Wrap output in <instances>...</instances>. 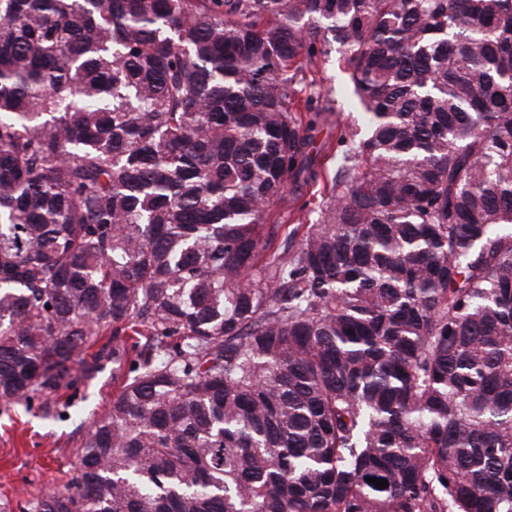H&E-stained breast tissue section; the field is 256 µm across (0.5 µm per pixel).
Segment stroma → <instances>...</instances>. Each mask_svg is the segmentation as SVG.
I'll return each instance as SVG.
<instances>
[{
	"label": "stroma",
	"mask_w": 512,
	"mask_h": 512,
	"mask_svg": "<svg viewBox=\"0 0 512 512\" xmlns=\"http://www.w3.org/2000/svg\"><path fill=\"white\" fill-rule=\"evenodd\" d=\"M297 92L300 98L331 108L320 134L323 140L335 141L340 129L353 124L357 116L346 60L338 52L318 57L315 66L307 68ZM327 200L326 184L321 181L288 196L286 203L275 207L272 218L289 227L314 224ZM112 396V373L107 370L72 398L65 416L47 417L21 407L0 412V500L14 504L63 487L77 462V449L90 419L108 410Z\"/></svg>",
	"instance_id": "1"
}]
</instances>
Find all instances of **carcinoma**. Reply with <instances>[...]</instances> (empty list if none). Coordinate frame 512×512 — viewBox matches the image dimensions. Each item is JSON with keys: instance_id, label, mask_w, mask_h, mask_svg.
Listing matches in <instances>:
<instances>
[{"instance_id": "obj_1", "label": "carcinoma", "mask_w": 512, "mask_h": 512, "mask_svg": "<svg viewBox=\"0 0 512 512\" xmlns=\"http://www.w3.org/2000/svg\"><path fill=\"white\" fill-rule=\"evenodd\" d=\"M105 360L19 512H512V0H0V411ZM305 70L304 82L297 85L298 97L303 100L312 97L316 106L331 108L333 115L319 134L318 141L336 143L339 130L352 125L360 112L351 96L346 60L342 54L332 51L327 56H319L316 65ZM334 175V166L330 164L326 176L315 185L305 187L297 196L287 194V202L275 207L271 218L277 224H286L282 229L279 242L282 241L284 233L295 224H316L319 218L320 209L328 200L326 184L331 182Z\"/></svg>"}]
</instances>
